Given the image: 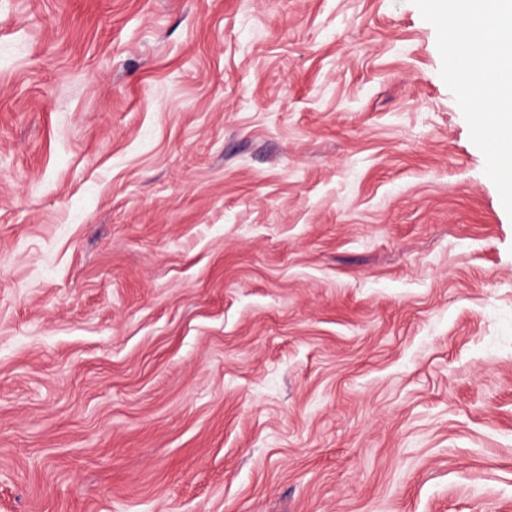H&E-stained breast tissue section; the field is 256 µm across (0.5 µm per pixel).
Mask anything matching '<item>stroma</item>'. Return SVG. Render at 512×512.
Wrapping results in <instances>:
<instances>
[{
  "mask_svg": "<svg viewBox=\"0 0 512 512\" xmlns=\"http://www.w3.org/2000/svg\"><path fill=\"white\" fill-rule=\"evenodd\" d=\"M411 0H0V512H512V216Z\"/></svg>",
  "mask_w": 512,
  "mask_h": 512,
  "instance_id": "stroma-1",
  "label": "stroma"
}]
</instances>
